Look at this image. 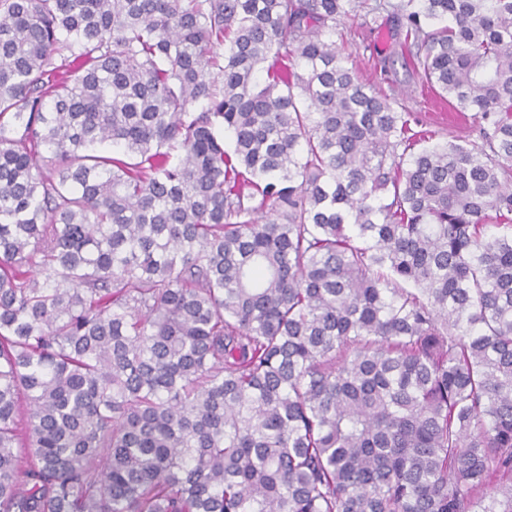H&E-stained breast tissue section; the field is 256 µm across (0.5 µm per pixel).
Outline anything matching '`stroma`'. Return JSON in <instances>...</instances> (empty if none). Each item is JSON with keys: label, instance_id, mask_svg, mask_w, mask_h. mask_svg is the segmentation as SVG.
<instances>
[{"label": "stroma", "instance_id": "stroma-1", "mask_svg": "<svg viewBox=\"0 0 512 512\" xmlns=\"http://www.w3.org/2000/svg\"><path fill=\"white\" fill-rule=\"evenodd\" d=\"M336 42L348 67L387 94L395 106L412 112L434 142L478 137L476 126L461 123L448 105L422 91L419 76L396 42L391 21L368 24L360 16L345 20L336 31Z\"/></svg>", "mask_w": 512, "mask_h": 512}]
</instances>
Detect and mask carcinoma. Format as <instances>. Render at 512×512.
Returning <instances> with one entry per match:
<instances>
[{
  "mask_svg": "<svg viewBox=\"0 0 512 512\" xmlns=\"http://www.w3.org/2000/svg\"><path fill=\"white\" fill-rule=\"evenodd\" d=\"M382 9L0 0V512H512V0L392 6L479 142ZM377 23L368 25L361 16L345 20L336 31V42L341 47L347 66L373 86L387 94L394 106L412 112L420 120L412 127L416 131H427L433 138L429 144L443 143L457 136L470 135L469 139H477L478 128L473 124L467 126L460 122L448 105H445L434 94L427 90L421 91L419 76L413 71L406 54L401 55L400 47L393 36L392 20L384 12ZM381 23V24H380ZM390 57L386 71L381 61ZM382 67V69H381Z\"/></svg>",
  "mask_w": 512,
  "mask_h": 512,
  "instance_id": "1",
  "label": "carcinoma"
}]
</instances>
